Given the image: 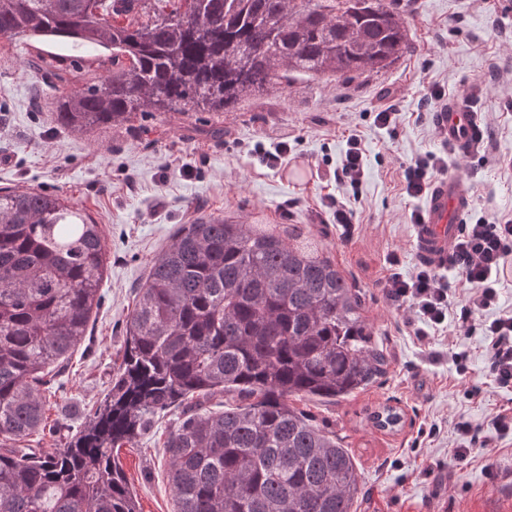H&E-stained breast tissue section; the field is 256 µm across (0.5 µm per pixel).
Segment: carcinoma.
<instances>
[{"label": "carcinoma", "mask_w": 512, "mask_h": 512, "mask_svg": "<svg viewBox=\"0 0 512 512\" xmlns=\"http://www.w3.org/2000/svg\"><path fill=\"white\" fill-rule=\"evenodd\" d=\"M0 36L105 49L71 73L54 121L88 132L150 112H232L293 75L387 67L406 47L385 0H0ZM105 243L80 208L0 189V512H138L114 449L160 410L174 512H352L350 451L293 408L343 398L383 372L354 284L295 224L256 233L203 216L153 261L126 321L108 399L49 454L18 444L45 426L64 363L102 300ZM237 396L224 411L205 400ZM380 429L397 408L372 412Z\"/></svg>", "instance_id": "obj_1"}]
</instances>
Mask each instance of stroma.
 Wrapping results in <instances>:
<instances>
[{
	"instance_id": "1",
	"label": "stroma",
	"mask_w": 512,
	"mask_h": 512,
	"mask_svg": "<svg viewBox=\"0 0 512 512\" xmlns=\"http://www.w3.org/2000/svg\"><path fill=\"white\" fill-rule=\"evenodd\" d=\"M405 20L407 47L389 67L342 77H293L284 88L250 98L233 112H166L86 133L64 132L53 121L66 84L32 62L38 39L0 37V188H35L82 208L106 241L101 306L88 336L71 355L64 388L50 404L49 431L26 447H62L102 404L125 349V325L135 290L180 227L200 216L240 224H304L360 292L374 342L388 360L385 374L346 398L295 396L291 405L335 432L353 456L362 494L356 512H512V437L490 424L512 408V388L487 373L481 334L432 332L419 342L410 312L387 301L386 259L398 253L402 272L419 266L412 211L424 197L404 191L412 158L439 152L432 89L453 96L462 84L479 87L475 103L485 150L452 153L448 171L473 199L468 221L496 223L512 215V0H394ZM394 104L396 122L377 127L373 114ZM287 135L290 152L277 167L252 156ZM357 135L367 157L353 189L334 182L346 139ZM337 197L353 209L359 231L345 239L327 207ZM467 350L460 376L449 343ZM479 397H471L472 386ZM403 415L397 430H381L370 415L380 406ZM481 424L489 447L449 476L442 460L460 443L453 422ZM176 411L154 415L133 445L118 454L140 512H173L163 441ZM438 433H430V426Z\"/></svg>"
}]
</instances>
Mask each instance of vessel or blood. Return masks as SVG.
Wrapping results in <instances>:
<instances>
[{
	"label": "vessel or blood",
	"instance_id": "b4317fda",
	"mask_svg": "<svg viewBox=\"0 0 512 512\" xmlns=\"http://www.w3.org/2000/svg\"><path fill=\"white\" fill-rule=\"evenodd\" d=\"M475 94V87H467L434 114L441 139L461 153L471 152L481 135L473 110ZM470 207L471 198L456 175L442 177L432 184L424 205L423 222L416 227L418 256L423 263L435 267L447 265Z\"/></svg>",
	"mask_w": 512,
	"mask_h": 512
}]
</instances>
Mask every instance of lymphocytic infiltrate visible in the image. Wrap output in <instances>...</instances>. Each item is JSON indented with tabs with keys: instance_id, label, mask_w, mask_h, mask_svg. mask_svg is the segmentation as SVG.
Listing matches in <instances>:
<instances>
[{
	"instance_id": "obj_1",
	"label": "lymphocytic infiltrate",
	"mask_w": 512,
	"mask_h": 512,
	"mask_svg": "<svg viewBox=\"0 0 512 512\" xmlns=\"http://www.w3.org/2000/svg\"><path fill=\"white\" fill-rule=\"evenodd\" d=\"M448 161L444 156L428 154L414 158L405 170V191L418 197L426 193L435 175L444 174ZM512 254V219L495 224L477 219L462 225L452 251L451 263L461 281L468 286L465 304L455 324L459 333L481 331L486 338L488 372L500 386H512V312L498 310L497 282ZM391 269L383 286L387 299L407 307L415 316L413 334L427 341L430 331L447 324L452 286L438 271L421 265L408 276L398 267L400 258L390 254Z\"/></svg>"
}]
</instances>
